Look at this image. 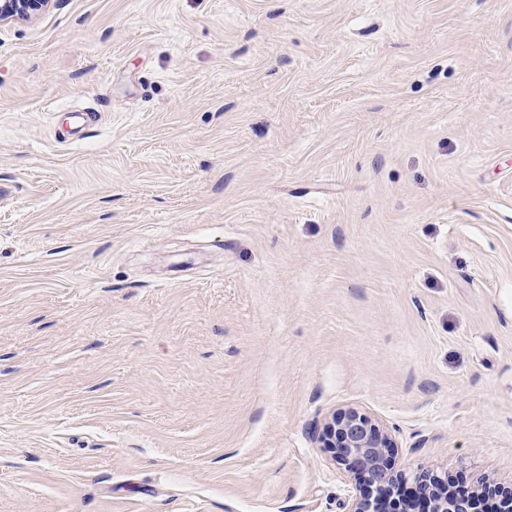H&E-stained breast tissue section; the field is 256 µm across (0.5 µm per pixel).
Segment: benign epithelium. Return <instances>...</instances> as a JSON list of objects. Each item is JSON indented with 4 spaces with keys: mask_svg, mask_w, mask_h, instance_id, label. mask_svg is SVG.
Listing matches in <instances>:
<instances>
[{
    "mask_svg": "<svg viewBox=\"0 0 512 512\" xmlns=\"http://www.w3.org/2000/svg\"><path fill=\"white\" fill-rule=\"evenodd\" d=\"M53 0H0V24L29 21L47 11ZM321 439L333 460L353 475L356 492L346 512H392L394 496L407 494V512H512V488L483 482L470 493L448 495V480L433 471L406 478L393 471L389 451L393 440L372 415L349 407L325 423Z\"/></svg>",
    "mask_w": 512,
    "mask_h": 512,
    "instance_id": "7a95c632",
    "label": "benign epithelium"
}]
</instances>
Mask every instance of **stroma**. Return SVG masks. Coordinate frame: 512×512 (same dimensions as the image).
<instances>
[{
    "label": "stroma",
    "mask_w": 512,
    "mask_h": 512,
    "mask_svg": "<svg viewBox=\"0 0 512 512\" xmlns=\"http://www.w3.org/2000/svg\"><path fill=\"white\" fill-rule=\"evenodd\" d=\"M347 407L512 485V0L0 25V512H346Z\"/></svg>",
    "instance_id": "1"
}]
</instances>
